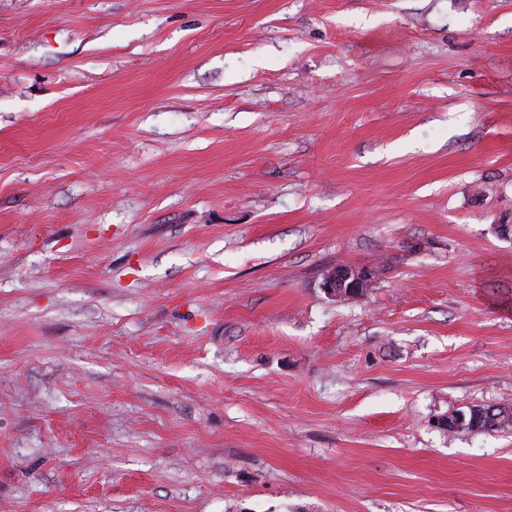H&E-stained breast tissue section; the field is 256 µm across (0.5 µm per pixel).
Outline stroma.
<instances>
[{
  "instance_id": "obj_1",
  "label": "stroma",
  "mask_w": 512,
  "mask_h": 512,
  "mask_svg": "<svg viewBox=\"0 0 512 512\" xmlns=\"http://www.w3.org/2000/svg\"><path fill=\"white\" fill-rule=\"evenodd\" d=\"M505 224L512 0H0V512H512ZM371 275L367 269L337 266L325 275L322 288L334 298H354L362 295L365 288H368ZM485 406H474L469 407L468 412L469 418H472L473 422L468 429L464 431L468 432H505L512 428V407L508 405H499L495 411V416H498L496 422L489 423L487 419L482 415Z\"/></svg>"
}]
</instances>
